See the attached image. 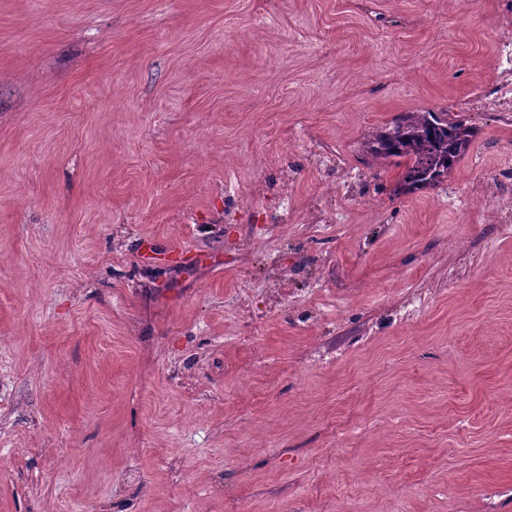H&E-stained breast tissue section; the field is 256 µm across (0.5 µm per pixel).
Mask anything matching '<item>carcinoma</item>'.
<instances>
[{
	"label": "carcinoma",
	"instance_id": "obj_1",
	"mask_svg": "<svg viewBox=\"0 0 512 512\" xmlns=\"http://www.w3.org/2000/svg\"><path fill=\"white\" fill-rule=\"evenodd\" d=\"M472 137V128L446 112H404L369 134L363 148L374 161L404 167L399 190L406 195L442 183Z\"/></svg>",
	"mask_w": 512,
	"mask_h": 512
}]
</instances>
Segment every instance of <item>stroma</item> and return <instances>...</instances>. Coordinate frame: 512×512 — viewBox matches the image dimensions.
<instances>
[{"label": "stroma", "instance_id": "obj_1", "mask_svg": "<svg viewBox=\"0 0 512 512\" xmlns=\"http://www.w3.org/2000/svg\"><path fill=\"white\" fill-rule=\"evenodd\" d=\"M509 12L0 0V512H512ZM472 137V128L447 112H403L372 131L363 148L373 161L404 167L399 190L406 195L442 183Z\"/></svg>", "mask_w": 512, "mask_h": 512}]
</instances>
